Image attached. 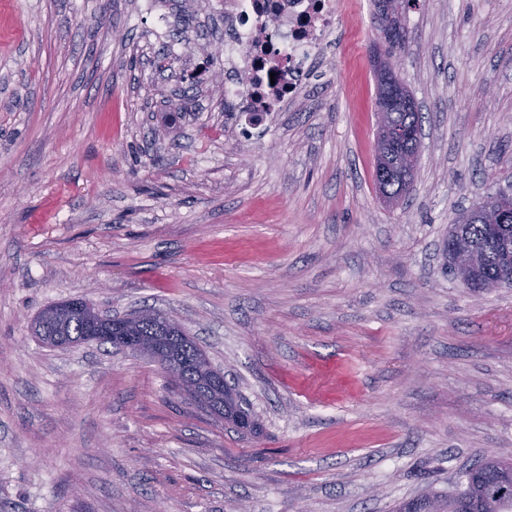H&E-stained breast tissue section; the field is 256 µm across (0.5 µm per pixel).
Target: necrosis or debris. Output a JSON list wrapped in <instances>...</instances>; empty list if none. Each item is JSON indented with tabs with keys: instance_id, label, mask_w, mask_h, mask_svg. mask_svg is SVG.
I'll return each mask as SVG.
<instances>
[{
	"instance_id": "1",
	"label": "necrosis or debris",
	"mask_w": 512,
	"mask_h": 512,
	"mask_svg": "<svg viewBox=\"0 0 512 512\" xmlns=\"http://www.w3.org/2000/svg\"><path fill=\"white\" fill-rule=\"evenodd\" d=\"M340 0H224V102L247 117L281 111L330 34Z\"/></svg>"
}]
</instances>
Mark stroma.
I'll list each match as a JSON object with an SVG mask.
<instances>
[{"label": "stroma", "instance_id": "1", "mask_svg": "<svg viewBox=\"0 0 512 512\" xmlns=\"http://www.w3.org/2000/svg\"><path fill=\"white\" fill-rule=\"evenodd\" d=\"M333 48L259 128L224 103V0H0V512H391L512 459V287L443 267L512 183V0H419L399 77L413 184L374 181L382 44ZM175 313L258 416L244 437L158 363L48 347L46 306Z\"/></svg>", "mask_w": 512, "mask_h": 512}]
</instances>
